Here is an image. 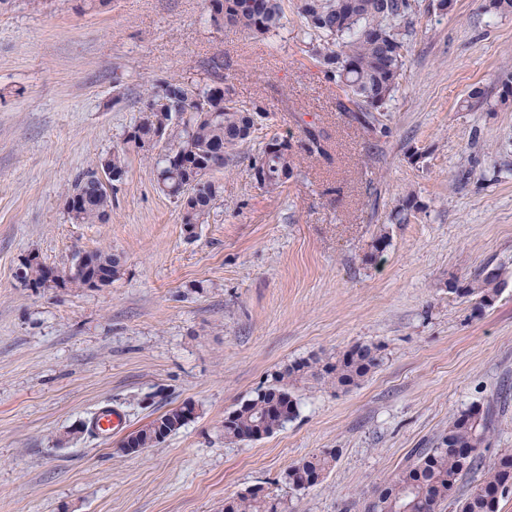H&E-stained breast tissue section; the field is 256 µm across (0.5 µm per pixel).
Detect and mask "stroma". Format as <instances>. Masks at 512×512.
Listing matches in <instances>:
<instances>
[{"instance_id": "obj_1", "label": "stroma", "mask_w": 512, "mask_h": 512, "mask_svg": "<svg viewBox=\"0 0 512 512\" xmlns=\"http://www.w3.org/2000/svg\"><path fill=\"white\" fill-rule=\"evenodd\" d=\"M80 5L0 0V512H220L259 486L290 512H359L473 407L494 429L484 462L512 452V104L497 81L512 14L412 0L408 61L374 135L308 53L299 0L264 39L211 26L203 0ZM179 76L223 79L238 105L269 112L214 172L224 193L209 222L187 238L179 203L135 159L109 222L74 223L76 173L122 140L150 83ZM310 125L329 132V158L298 156L285 188H259L260 147ZM95 250L123 257L102 288L15 276L32 252L64 270ZM487 268L502 286L484 308L460 290ZM358 344L381 362L357 386L302 381L283 429L225 439L227 413L276 373ZM188 401L197 414L177 434L121 451ZM107 406L121 429L89 436ZM329 449L321 482H284ZM336 461V454L333 450H326L319 454L303 458L299 462L291 465L285 472L284 480L289 486L293 488H306L310 487L316 482H305L304 475L317 474V476H324L333 466Z\"/></svg>"}]
</instances>
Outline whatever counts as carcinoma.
Listing matches in <instances>:
<instances>
[{
  "label": "carcinoma",
  "mask_w": 512,
  "mask_h": 512,
  "mask_svg": "<svg viewBox=\"0 0 512 512\" xmlns=\"http://www.w3.org/2000/svg\"><path fill=\"white\" fill-rule=\"evenodd\" d=\"M411 9L409 0H301L299 13L312 39L309 52L325 68V73L342 84L348 102L363 107L352 119L364 130L378 132L382 111L398 87L405 66V33L401 21ZM205 15L211 25L230 27L256 37H267L283 29L281 0H205ZM172 99L171 110L146 113L156 99ZM206 102L210 114L202 118L199 105ZM140 116L121 143L98 156L74 179L68 197L81 196L78 208L69 212L78 224H104L112 213V193L94 186L99 172L107 169L128 173L132 158L151 162L157 190L181 201L182 187L189 175L198 177L197 196L190 209L181 213L182 224L196 227L209 222L224 185L210 174L224 167L226 153L251 140L264 117L260 105L244 109L233 103L224 81L203 83L192 77L162 80L147 89ZM160 128L175 131L173 156L155 155L144 148ZM292 136L274 137L253 163L256 183L267 190L279 189L294 176ZM330 139L320 127L306 126L298 140L310 156L327 155ZM95 266L107 274L103 285L119 277L120 256L101 250L90 254ZM15 276L39 288L57 285L54 269L39 263L18 265ZM500 291L499 275L480 274L464 294L478 297L483 305L494 302ZM381 361L379 348L360 344L324 363L295 362L277 373L273 382L238 404L224 419V438L236 441L270 436L297 416L298 401L290 387L313 379L337 389L358 385ZM188 423L180 406L170 408L134 431L141 448H152L165 436L177 433ZM491 426L482 413L468 410L448 423L428 448H418L381 488L377 512H440L441 505L454 497L462 478L482 466L480 449L489 441ZM336 462V454L326 450L300 460L285 472L288 485L302 489L312 486L304 476L325 475ZM512 486V452L500 454L484 471L482 482L457 499L458 512H498L497 490ZM223 512H286V505L261 487L247 489L224 501Z\"/></svg>",
  "instance_id": "1"
}]
</instances>
